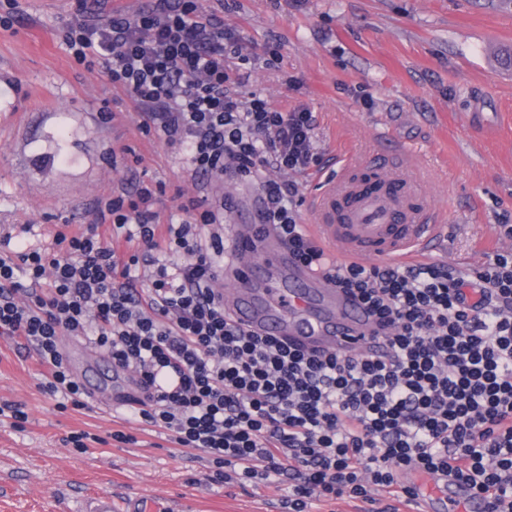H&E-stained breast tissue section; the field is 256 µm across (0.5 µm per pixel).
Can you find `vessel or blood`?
Here are the masks:
<instances>
[{
    "label": "vessel or blood",
    "instance_id": "1",
    "mask_svg": "<svg viewBox=\"0 0 512 512\" xmlns=\"http://www.w3.org/2000/svg\"><path fill=\"white\" fill-rule=\"evenodd\" d=\"M396 171L360 177L347 167L322 189L313 232L349 259L400 262L424 260L441 247L445 225L399 184ZM237 246L230 263L237 286L224 294V308L240 328L278 337L307 349L368 351L375 343V323L350 296L294 263L269 225L232 227ZM430 491L419 493L410 512H486L483 498L453 476L436 474ZM164 502L131 497L114 506L110 497L94 500L86 512H167Z\"/></svg>",
    "mask_w": 512,
    "mask_h": 512
}]
</instances>
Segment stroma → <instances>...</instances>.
I'll list each match as a JSON object with an SVG mask.
<instances>
[{
    "mask_svg": "<svg viewBox=\"0 0 512 512\" xmlns=\"http://www.w3.org/2000/svg\"><path fill=\"white\" fill-rule=\"evenodd\" d=\"M220 14L251 59L249 90L318 119L320 172L304 178L302 223L314 220L324 180L348 161L364 173L397 168L448 226V263L468 273L512 251V0H200ZM67 6L17 0V21L0 29V237L11 249L51 243L63 225L89 224L98 200L138 182L162 184V218L177 191L224 192L240 210L254 188L194 184L178 149L141 129L142 116L96 71L77 65L60 41ZM278 47L268 68L265 50ZM111 118H103L102 109ZM62 346L73 373L95 387L84 406L59 409L38 387L30 350L0 337V403L26 413L24 429L0 416V512H81L97 494L137 493L194 512H281L287 483L228 487L210 481L198 452L158 428L113 411L106 355L72 337ZM132 435L112 441L113 431ZM95 435L86 451L71 433Z\"/></svg>",
    "mask_w": 512,
    "mask_h": 512,
    "instance_id": "stroma-1",
    "label": "stroma"
}]
</instances>
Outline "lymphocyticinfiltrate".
Returning a JSON list of instances; mask_svg holds the SVG:
<instances>
[{
  "mask_svg": "<svg viewBox=\"0 0 512 512\" xmlns=\"http://www.w3.org/2000/svg\"><path fill=\"white\" fill-rule=\"evenodd\" d=\"M63 31L74 61L100 69L142 113L141 128L185 156L192 176L258 191L259 221L293 260L353 297L386 349L303 350L235 325L224 310V197L162 186L101 199L91 224L51 247L0 257V336L24 339L46 367L40 388L80 406L87 394L62 350L79 337L135 376L142 422L201 451L227 484L284 481L288 512L380 493L403 504L411 473L449 472L512 512V252L471 273L443 264L331 259L300 224L292 175L319 170L317 119L242 94L248 56L197 0H151L135 14ZM136 243L119 258L101 225Z\"/></svg>",
  "mask_w": 512,
  "mask_h": 512,
  "instance_id": "1",
  "label": "lymphocytic infiltrate"
}]
</instances>
